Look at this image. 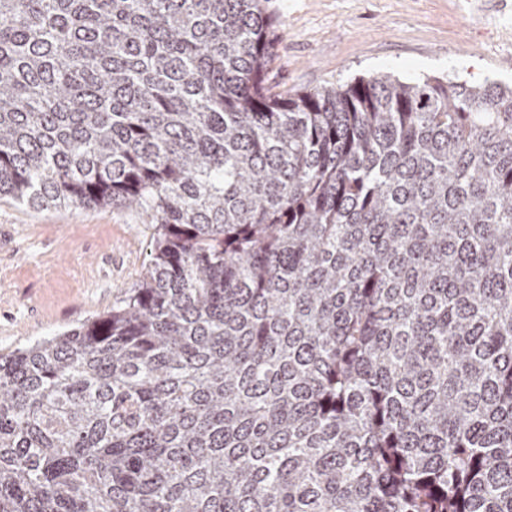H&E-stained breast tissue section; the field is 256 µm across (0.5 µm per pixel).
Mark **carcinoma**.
I'll use <instances>...</instances> for the list:
<instances>
[{
	"mask_svg": "<svg viewBox=\"0 0 512 512\" xmlns=\"http://www.w3.org/2000/svg\"><path fill=\"white\" fill-rule=\"evenodd\" d=\"M275 58L264 0H0V197L157 225L0 355V512H512V87Z\"/></svg>",
	"mask_w": 512,
	"mask_h": 512,
	"instance_id": "obj_1",
	"label": "carcinoma"
}]
</instances>
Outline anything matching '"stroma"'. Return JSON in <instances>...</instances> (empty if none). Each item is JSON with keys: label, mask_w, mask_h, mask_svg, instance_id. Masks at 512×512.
<instances>
[{"label": "stroma", "mask_w": 512, "mask_h": 512, "mask_svg": "<svg viewBox=\"0 0 512 512\" xmlns=\"http://www.w3.org/2000/svg\"><path fill=\"white\" fill-rule=\"evenodd\" d=\"M276 90L357 77L512 83V0H266ZM156 228L112 207L0 199V353L111 310L139 286Z\"/></svg>", "instance_id": "obj_1"}]
</instances>
